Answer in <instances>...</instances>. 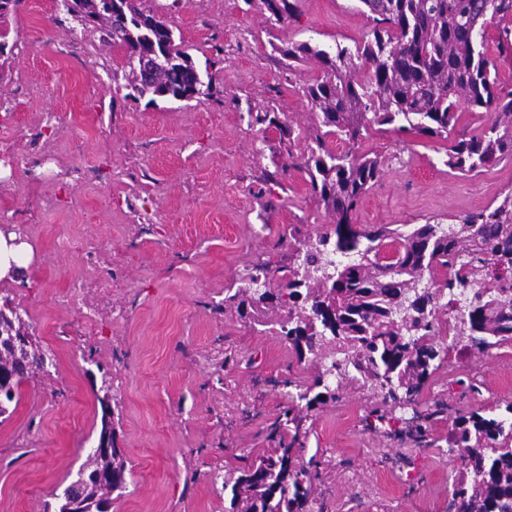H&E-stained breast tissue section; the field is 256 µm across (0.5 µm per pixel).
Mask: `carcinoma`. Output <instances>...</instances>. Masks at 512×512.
<instances>
[{
  "mask_svg": "<svg viewBox=\"0 0 512 512\" xmlns=\"http://www.w3.org/2000/svg\"><path fill=\"white\" fill-rule=\"evenodd\" d=\"M271 25L295 17L298 0H259ZM374 26L352 47L331 52L308 42L283 52L290 60L315 61L322 75L302 87L317 111L315 146L297 168L309 177L312 193L332 213L333 224L297 247L294 266H256L234 293L224 295V310L266 320L276 316L279 335L299 358L330 350L313 384L287 392L288 404L271 426L279 447L257 456L240 473L215 474L213 483L231 490V512H309L315 474L298 459L303 409L326 398L337 380L357 381L380 392L383 406L405 407L418 398L440 357L437 314L451 308L461 289L474 283L460 334L465 349L484 352L512 341V297L499 284L512 280V190L456 224H420L411 231L388 225L359 229L352 215L363 195L384 175L381 157L336 153L328 135L352 146L371 127L390 126L398 134L448 138L459 121V106L483 109L491 117L477 135L461 137L448 148L445 164L462 174L481 173L512 154V91L499 88L490 69L486 27L512 13V0H359ZM67 11L91 23L100 40L125 49L128 96L150 93L173 100L211 97L214 78L202 74L176 42L162 18L137 6V0H77ZM150 65L140 70L138 61ZM363 77H358L359 72ZM257 124L293 129L268 112L248 113ZM442 279L436 288L424 276ZM283 310L285 314L276 315ZM15 308L0 304V372L13 375L0 395V416L16 401L23 379L40 370L44 353L36 346H13L7 330ZM323 391L311 395L312 388ZM445 405L416 413L415 441ZM466 452L453 480V512H512V401L504 412L478 411L457 416L448 427V452ZM117 448L89 453L53 512H109L119 486L107 475L124 474Z\"/></svg>",
  "mask_w": 512,
  "mask_h": 512,
  "instance_id": "obj_1",
  "label": "carcinoma"
}]
</instances>
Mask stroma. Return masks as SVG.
Masks as SVG:
<instances>
[{
	"instance_id": "obj_1",
	"label": "stroma",
	"mask_w": 512,
	"mask_h": 512,
	"mask_svg": "<svg viewBox=\"0 0 512 512\" xmlns=\"http://www.w3.org/2000/svg\"><path fill=\"white\" fill-rule=\"evenodd\" d=\"M215 82L209 99L127 98L125 51L60 10L11 0L0 15V117L20 131L0 144V210L31 252L0 280L48 372L23 382L0 421V512H44L97 448L102 382L112 385V436L127 467L110 512H229L217 471L243 469L272 447L268 426L286 406L281 383L312 385L319 365L298 358L269 325L223 311L247 268L293 265V239L331 217L298 169L317 121L301 88L314 61L289 46L328 49L372 26L358 0H298L270 25L258 0H144ZM274 112L293 129L250 121ZM449 143L371 130L358 148L385 161L353 222L404 230L457 223L512 190V156L476 176L445 165ZM39 154L35 171L18 158ZM93 231L91 252L68 248ZM82 288L86 310L59 292ZM479 387L470 394L468 384ZM446 404L425 443L410 408L375 426L374 391L340 384L307 411L302 460L318 463L311 512H448L460 454L448 452L458 412L512 401V342L467 360H441L420 402Z\"/></svg>"
}]
</instances>
